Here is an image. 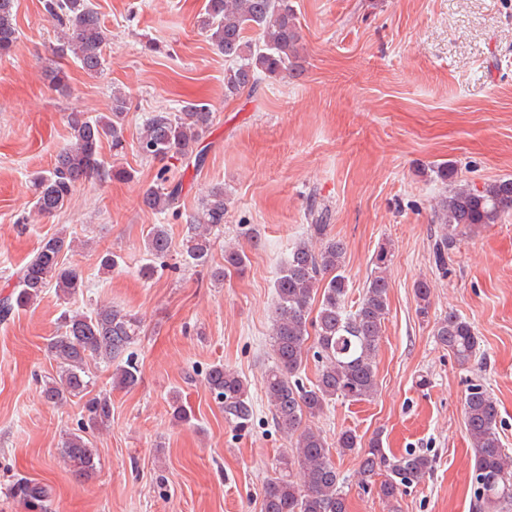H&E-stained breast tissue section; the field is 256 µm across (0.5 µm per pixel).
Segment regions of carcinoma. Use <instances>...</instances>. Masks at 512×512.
<instances>
[{"label": "carcinoma", "mask_w": 512, "mask_h": 512, "mask_svg": "<svg viewBox=\"0 0 512 512\" xmlns=\"http://www.w3.org/2000/svg\"><path fill=\"white\" fill-rule=\"evenodd\" d=\"M43 9L60 30L53 48L57 62L45 69L49 86L65 93L69 75L61 64L72 60L85 73L104 71L105 25L90 0H43ZM200 29L229 65L224 69L227 97L254 91L262 78H283L303 70L299 22L291 0H204L198 16ZM15 0H0V58L12 55L18 40ZM129 97L112 92L111 112L92 118L83 112L66 114L69 140L56 153L51 168L30 179L32 208L42 217L58 214L76 190L89 182L104 184L124 179L130 173L105 161L103 144L115 156L125 152V118ZM214 112L205 102H188L178 112H151L143 121L135 149L143 158L160 163L155 181L141 197L148 213L174 210L179 202V184L171 182L174 163L201 166L197 144L209 131ZM436 177L451 182L448 191L433 208L432 223L443 225L436 237L432 257L437 271L448 273L449 255L461 232H474L512 215V178H503L477 187L454 183L453 170L440 164ZM228 199L224 186L212 188L201 208L190 217L183 238L185 261L196 265L207 262L213 235L224 228ZM311 224L306 238L297 242L288 261L274 281L270 347L272 364L263 377L264 395L276 430L289 439L290 451L278 460L279 476L262 487L261 512H348L346 493L332 453L322 432L306 420L322 414L341 399L363 401L377 391L375 357L388 315L386 269L393 253L382 244L374 256V275L356 309H347L350 288L345 270L346 248L332 237L327 216L310 208ZM166 225L152 224L145 236L146 250L156 259L170 253ZM69 249L66 236H45L33 256L17 273V286L0 300V321L34 304L47 288L55 289L63 302L84 287V273L77 265L62 259ZM248 256L244 249H224V266L211 272L213 280H224L226 272H243ZM418 314L429 317L430 289L425 281L415 286ZM318 304L311 316L312 303ZM60 333L48 343V351L60 364L58 375L45 382L42 397L57 404L67 398L86 399L84 423L79 432L69 434L62 453L73 475L90 478L97 469L98 453L87 436L88 430L108 427L112 419L111 393L98 392L91 398L92 379L88 361L112 366V384L131 389L138 384L139 369L129 349L141 335L139 317L112 305L91 312L64 310L59 317ZM433 336L457 361L468 364L480 348L479 336L471 322L450 312L435 319ZM314 339L320 368L311 386L300 384L297 374L307 361L308 340ZM203 382L213 400L224 411L227 422L237 427L251 421L254 408L245 379L221 363L210 366ZM464 417L474 450L473 480L475 497L481 508L503 509L512 505V454L502 448L498 430L499 409L495 398L479 380L468 384ZM361 448L357 434L346 430L336 438L338 453ZM432 469L425 454H389L380 437L373 438L361 451L358 471L366 486L378 475L384 476L378 494L386 503L397 498L401 488L418 481ZM11 492L26 512H46L50 498L47 485L21 478Z\"/></svg>", "instance_id": "1"}]
</instances>
